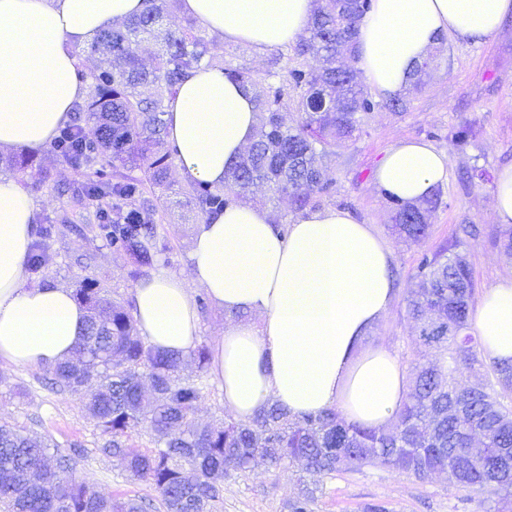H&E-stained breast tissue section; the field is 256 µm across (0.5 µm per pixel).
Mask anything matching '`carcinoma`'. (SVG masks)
Returning <instances> with one entry per match:
<instances>
[{"mask_svg":"<svg viewBox=\"0 0 512 512\" xmlns=\"http://www.w3.org/2000/svg\"><path fill=\"white\" fill-rule=\"evenodd\" d=\"M146 9L87 47L106 65L90 74V93L77 112L95 119L94 137L74 136L60 152L77 171H91L83 195L110 196L112 245L130 255L134 273L153 266L158 252L147 193L164 190L173 150L165 148V102L194 71L219 63L216 44L195 23L177 22L178 0H145ZM371 0H317L307 35L293 48L295 66L276 84L278 61L259 73L226 67L231 80L252 90L267 121L226 172L224 186L190 180L185 194L204 217H216L230 204L255 201L252 187L267 186L272 196L302 212L332 178L320 164L326 149L356 136L362 114L371 109L354 67L353 44ZM153 40L152 66L143 65L133 45ZM152 87L141 96L139 89ZM139 168L145 178L115 171ZM443 205L441 190L414 203L397 204L393 234L411 243L428 236V220ZM54 221L40 226L30 256L32 268L46 264ZM458 245L424 255L415 287L405 297L412 322L411 344L447 359L441 368L413 363L407 399L389 428L346 423L339 411L293 416L270 404L247 423L224 416L222 425L196 422L209 352L190 355L195 370L184 373V359L149 345L131 313L114 305L100 282L83 279L74 297L87 309L84 334L72 359L45 370L60 392L91 390L83 408L109 436L99 448L130 476L150 484L165 512H222L224 481L248 475L263 464L281 468L300 460L305 470L341 474L383 467L427 481L445 473L448 485L478 504H512V364H493L477 385L461 380L480 363L481 343L468 331L475 294L473 271ZM145 427L153 448L130 450L129 433ZM23 426L0 421V512H147L137 499L106 497L72 477L80 451L49 452ZM314 490L306 487L288 502L289 512H311Z\"/></svg>","mask_w":512,"mask_h":512,"instance_id":"carcinoma-1","label":"carcinoma"}]
</instances>
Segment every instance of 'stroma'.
Listing matches in <instances>:
<instances>
[{
  "mask_svg": "<svg viewBox=\"0 0 512 512\" xmlns=\"http://www.w3.org/2000/svg\"><path fill=\"white\" fill-rule=\"evenodd\" d=\"M427 55L431 64L422 83L402 93L406 102L402 112L391 111L384 97L370 92L374 107L364 115L360 135L324 154L322 163L333 182L314 196L316 208L349 211L360 222L373 225L390 245L395 297L368 343L386 346L406 366L417 354L409 339L404 296L414 284L423 254L461 241L481 293L512 276V258L501 249L506 227L497 223L493 211L496 174L512 165V17L478 42L444 37ZM403 140L429 142L448 156L444 204L432 214L427 238L415 244L392 235L389 224L396 202L376 180L381 159ZM35 157L23 175L35 223L65 215L75 228L54 235L49 266L26 272V284L56 283L72 289L78 281L94 278L114 301L128 305L137 285L131 275L133 262L99 229L98 217L111 207V198L71 209L84 176L50 147L37 150ZM171 180L176 191L158 199L154 216L159 248L154 266L184 276L191 266V240L200 218L190 200L178 193L186 183L180 165H173ZM43 377L40 368L0 373V419L27 428L63 453L81 446L84 455L74 469L77 480L115 499L153 500L149 512H163L148 483L131 478L118 462L99 454L104 437L84 411L82 394H55L43 386ZM306 485L316 489L312 512H364L373 503L385 504L389 512H484L467 492L449 486L444 476L419 482L376 468L312 475L297 464L284 471L261 467L254 474L225 481L224 512H288L289 498Z\"/></svg>",
  "mask_w": 512,
  "mask_h": 512,
  "instance_id": "obj_1",
  "label": "stroma"
}]
</instances>
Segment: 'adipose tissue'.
<instances>
[{"label": "adipose tissue", "instance_id": "1", "mask_svg": "<svg viewBox=\"0 0 512 512\" xmlns=\"http://www.w3.org/2000/svg\"><path fill=\"white\" fill-rule=\"evenodd\" d=\"M144 0H0V149L46 146L88 93L78 51L140 14ZM313 0H181L228 41L288 46L305 30ZM512 14V0H372L359 28L357 64L381 95L401 93L438 35L480 40ZM167 140L188 179L223 186L253 139L258 111L250 91L223 67L195 71L166 103ZM376 179L403 201L448 180V157L406 140L380 162ZM33 207L0 178V372L71 359L87 311L71 289L24 283ZM189 278L160 271L134 290L133 316L155 348L181 357L200 340L196 284L230 320L211 348L210 373L224 410L248 422L276 401L290 414L338 406L347 422L390 424L409 378L385 347H364L395 295L392 251L370 225L338 209L309 212L280 230L262 208L235 204L202 219L193 235ZM470 321L488 360L512 363V277L481 297Z\"/></svg>", "mask_w": 512, "mask_h": 512}]
</instances>
